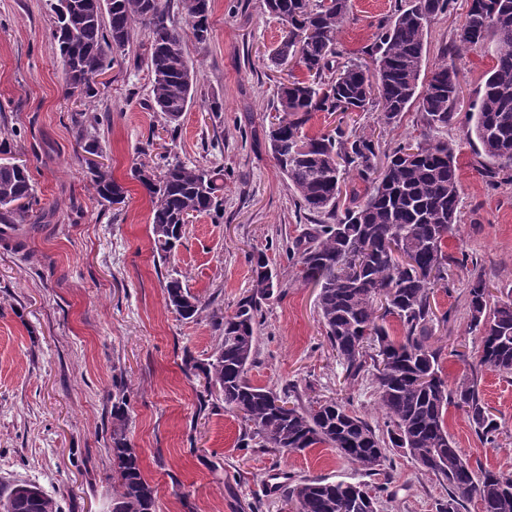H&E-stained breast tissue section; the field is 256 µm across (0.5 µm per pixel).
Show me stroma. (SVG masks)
<instances>
[{
	"instance_id": "35a3bbf8",
	"label": "stroma",
	"mask_w": 512,
	"mask_h": 512,
	"mask_svg": "<svg viewBox=\"0 0 512 512\" xmlns=\"http://www.w3.org/2000/svg\"><path fill=\"white\" fill-rule=\"evenodd\" d=\"M469 0L431 24L425 69L444 59ZM336 36L343 58L373 44L393 19L396 0H352ZM210 39H187L196 92L168 132L151 98L146 65L151 35L136 27L129 46L93 79L98 94H68L46 0H0V137L11 150L0 163L26 165L38 205L24 215L37 232L20 246L0 243V501L10 487L29 483L59 512H112V402L127 396V439L144 477L158 490L156 512H288L271 492L270 476L289 481L385 485L376 512H436L445 485L392 451L380 471L356 468L334 448L319 445L284 455L243 445L246 427L217 399L200 402L201 377L185 357L203 361L221 341L214 316L232 313L254 291L251 257L264 254L272 294L261 302L254 385L294 391L300 403L339 399L373 426L384 424L374 387L346 384L318 309V290L303 282L288 248L315 216L300 211L296 194L269 150L265 131L280 83L304 78L302 69L271 62L281 24L264 0H212ZM494 60L481 49L457 62L460 98L455 122L439 132L457 149L461 222L445 245L450 290L430 297L432 336L442 375L456 385L473 374L479 342L469 328L466 292L474 276L494 299L512 300V182H491L477 153L467 112ZM99 115L101 151L79 146L76 113ZM315 113V136L352 123L375 126L380 152L418 135L421 113L410 106L397 125ZM189 166L224 173L219 213L183 228L168 261L153 252L152 202L134 168L157 169L160 152ZM122 184V203L102 200L93 169ZM178 277L205 303L200 319H181L166 302L168 276ZM479 390L499 425V446L484 445L455 408L445 422L473 469L512 474V374L476 373Z\"/></svg>"
}]
</instances>
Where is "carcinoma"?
Masks as SVG:
<instances>
[{
  "mask_svg": "<svg viewBox=\"0 0 512 512\" xmlns=\"http://www.w3.org/2000/svg\"><path fill=\"white\" fill-rule=\"evenodd\" d=\"M50 0L53 39L67 75L68 93L97 95L93 77L112 63V45L130 43L140 24L152 38L147 67L152 103L169 124L187 110L196 75L185 49L186 38L209 40L210 0H182L189 30L175 25L163 0ZM454 0H406L393 20L382 25L368 58L332 65L336 33L350 17L351 0H264L283 26L270 53L277 65L295 62L306 71L280 85L275 115L266 136L272 154L293 187L299 209L322 217L306 238L295 240L288 259L306 281L319 280L318 309L326 337L348 383L367 379L375 387L385 416L378 432L345 403L326 401L300 406L287 389L277 393L247 377L255 354L260 300L271 294L268 263L257 257L255 292L230 315L214 318L222 341L205 362L185 364L203 376L204 393L219 391L235 410L254 447L282 454L327 444L361 470H380L388 453L409 455L420 470L446 482L448 497L436 512H459L463 501L480 502L481 512H512V475L475 472L445 427L453 406L477 429L484 444L497 446L498 426L481 398L477 379L448 388L439 350L430 343L432 290L448 287L445 242L460 223L459 172L455 148L434 132L456 120L458 72L454 58L479 47L492 52L495 65L476 91L469 113L491 179L512 176V0H475L445 55L421 81L432 21ZM418 103L423 129L399 143L379 165L375 129L308 136L304 127L316 112H377V123L396 124ZM349 171L365 184L339 208L341 180ZM219 173L181 163H164L158 175L139 167L134 178L152 199L154 250L170 258L193 216L217 213L222 199ZM98 196L109 203L124 198V188L106 172L94 173ZM37 202L24 165H0V224H15ZM165 290L168 305L184 320L201 317L205 306L178 278ZM486 281L478 277L467 290L470 329L479 334V365L512 374V300L490 302ZM401 324L404 336L390 338L387 318ZM278 400L287 411L274 407ZM127 402L112 403V512H155L157 489L142 475L140 458L126 436ZM361 485L325 478L302 479L282 489L289 512H366L357 504ZM4 512H58L38 487L9 489Z\"/></svg>",
  "mask_w": 512,
  "mask_h": 512,
  "instance_id": "carcinoma-1",
  "label": "carcinoma"
}]
</instances>
